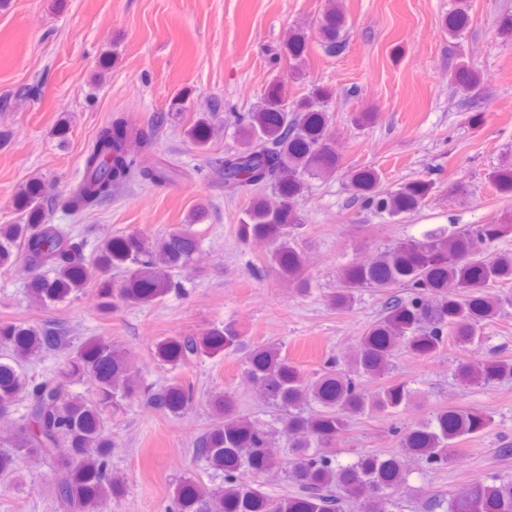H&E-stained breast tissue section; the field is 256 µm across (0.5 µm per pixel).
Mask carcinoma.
I'll return each mask as SVG.
<instances>
[{
	"label": "carcinoma",
	"mask_w": 512,
	"mask_h": 512,
	"mask_svg": "<svg viewBox=\"0 0 512 512\" xmlns=\"http://www.w3.org/2000/svg\"><path fill=\"white\" fill-rule=\"evenodd\" d=\"M469 0H456L448 16L450 36L458 38L469 22ZM348 19L337 0H327L315 25L316 39L328 56L346 46ZM289 67L300 75L306 64L307 42L292 34L285 43ZM457 94L468 110L471 126L485 123L478 98L483 81L470 59L456 63ZM336 94L315 84L305 95L288 101L275 85L259 105L241 112L237 126L241 146L224 154L220 165L224 188L253 193L236 236L247 244L265 240L269 263L300 293L309 289L304 256L297 238L302 229L300 199L308 180L335 174L339 161L325 104ZM178 96L172 111L156 115L160 129L186 109ZM221 104L213 100L185 130L199 149L209 143L213 116ZM148 134L121 122L103 127L84 159L81 183L69 202L76 211L95 207L134 181L162 184L179 176L177 170L150 161ZM502 194H512V163L488 172ZM352 195L365 208L389 216L410 214L424 207L436 186L413 180L394 190L383 187L373 168L346 175ZM275 200H270L269 195ZM43 184L31 181L18 194V206L28 212L25 224H0V269L21 262L38 272L29 294L41 304L77 296L94 274L110 270L119 276L99 280L100 309L108 314L120 307L151 305L181 283L176 269L188 264L198 242L191 225L153 239L131 232L103 239L93 263L84 256V242L59 225L41 223ZM512 233V211L487 224H450L426 231L422 237L378 251L364 263L343 268L339 286L328 296L335 310L350 308L355 294L370 289L387 295L383 309L352 346L339 368L327 367L305 379L274 345L244 347L233 326L216 325L206 336L170 337L155 347L156 358L173 367L199 357L239 354L251 383L276 413L264 425L240 414L237 399L219 391L208 397L212 426L194 443V454L224 474V485L205 490L184 480L176 484L168 512H394L395 493L406 482L399 456H359L343 464L336 442L348 423L359 416L391 417L416 404L421 392L407 382H369L389 376L396 352L404 349L421 359H433L453 342L466 349L480 341L482 327L499 317L512 297L496 287L512 281V251L485 255V244ZM398 288L407 295L395 293ZM65 353L61 374L29 376L24 365L33 358ZM455 379L468 386L491 389L512 379V359L485 361L461 358L452 368ZM89 386L86 394L73 392ZM140 396L146 403L177 418L196 404L192 385L174 380L152 391L126 361L121 346L90 336L74 342L56 325H0V421L12 424L0 439V477L26 483L33 461L53 467L52 495L64 512H94L99 502L119 496L126 479L112 471L116 448L103 413ZM490 424L480 413L442 406L407 428L400 447L427 465L448 463V455L464 436ZM288 448L284 459L293 495L271 497L262 491L264 479L278 465L274 449ZM431 509L446 512H512V473L495 476L463 494L433 499Z\"/></svg>",
	"instance_id": "cac0c4a2"
}]
</instances>
